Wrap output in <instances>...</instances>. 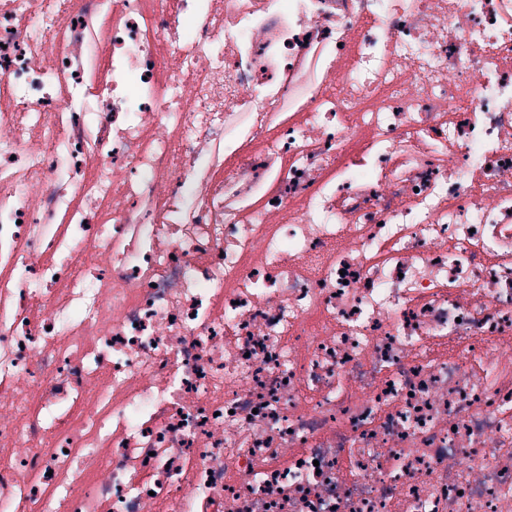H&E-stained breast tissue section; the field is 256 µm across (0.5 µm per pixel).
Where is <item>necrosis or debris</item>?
Segmentation results:
<instances>
[{
	"mask_svg": "<svg viewBox=\"0 0 512 512\" xmlns=\"http://www.w3.org/2000/svg\"><path fill=\"white\" fill-rule=\"evenodd\" d=\"M0 512H512V0H0Z\"/></svg>",
	"mask_w": 512,
	"mask_h": 512,
	"instance_id": "necrosis-or-debris-1",
	"label": "necrosis or debris"
}]
</instances>
